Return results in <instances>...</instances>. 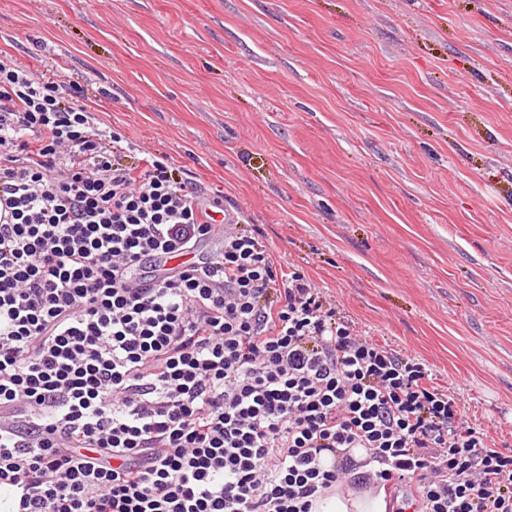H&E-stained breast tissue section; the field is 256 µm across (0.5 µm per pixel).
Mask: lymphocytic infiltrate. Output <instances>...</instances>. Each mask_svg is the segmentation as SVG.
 <instances>
[{
  "label": "lymphocytic infiltrate",
  "mask_w": 512,
  "mask_h": 512,
  "mask_svg": "<svg viewBox=\"0 0 512 512\" xmlns=\"http://www.w3.org/2000/svg\"><path fill=\"white\" fill-rule=\"evenodd\" d=\"M102 109L0 53V504L312 512L408 485L419 512H512V449L168 157L127 165Z\"/></svg>",
  "instance_id": "1"
}]
</instances>
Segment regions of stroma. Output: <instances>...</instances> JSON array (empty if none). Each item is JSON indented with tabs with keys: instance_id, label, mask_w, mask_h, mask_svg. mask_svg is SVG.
I'll use <instances>...</instances> for the list:
<instances>
[{
	"instance_id": "35a3bbf8",
	"label": "stroma",
	"mask_w": 512,
	"mask_h": 512,
	"mask_svg": "<svg viewBox=\"0 0 512 512\" xmlns=\"http://www.w3.org/2000/svg\"><path fill=\"white\" fill-rule=\"evenodd\" d=\"M0 49L109 92L512 449V0H0Z\"/></svg>"
}]
</instances>
